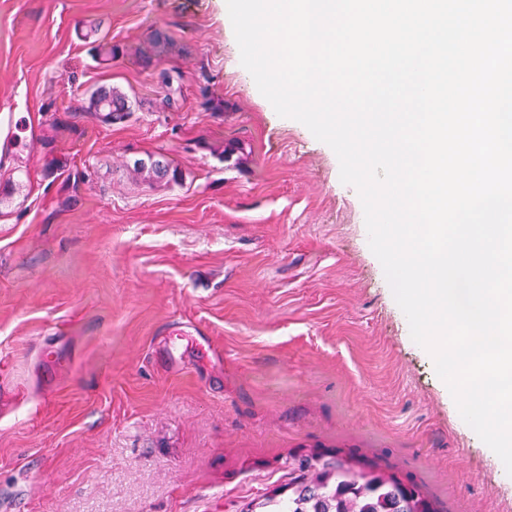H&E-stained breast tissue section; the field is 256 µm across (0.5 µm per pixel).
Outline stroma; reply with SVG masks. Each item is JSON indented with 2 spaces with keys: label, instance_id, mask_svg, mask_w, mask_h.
Returning a JSON list of instances; mask_svg holds the SVG:
<instances>
[{
  "label": "stroma",
  "instance_id": "stroma-1",
  "mask_svg": "<svg viewBox=\"0 0 512 512\" xmlns=\"http://www.w3.org/2000/svg\"><path fill=\"white\" fill-rule=\"evenodd\" d=\"M102 86L124 121L88 111ZM12 112L37 133L0 159V512H244L315 454L512 512L356 189L249 79L224 0H0ZM152 155L181 181L145 182ZM89 109L112 123L123 120L131 112L127 96L110 87H100L91 94Z\"/></svg>",
  "mask_w": 512,
  "mask_h": 512
}]
</instances>
